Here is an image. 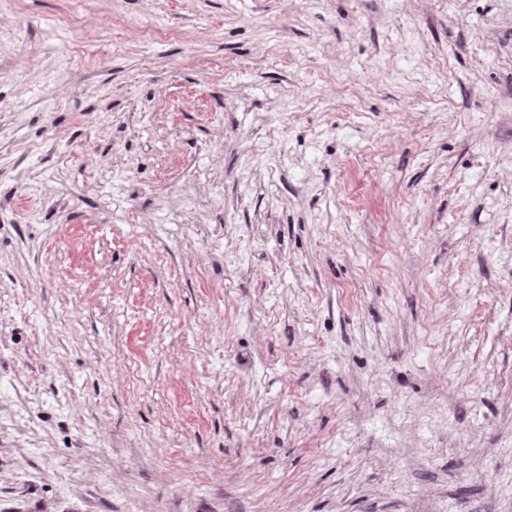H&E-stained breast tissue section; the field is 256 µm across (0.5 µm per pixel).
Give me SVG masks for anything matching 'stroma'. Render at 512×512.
Segmentation results:
<instances>
[{"mask_svg": "<svg viewBox=\"0 0 512 512\" xmlns=\"http://www.w3.org/2000/svg\"><path fill=\"white\" fill-rule=\"evenodd\" d=\"M0 512H512V0H0Z\"/></svg>", "mask_w": 512, "mask_h": 512, "instance_id": "obj_1", "label": "stroma"}]
</instances>
